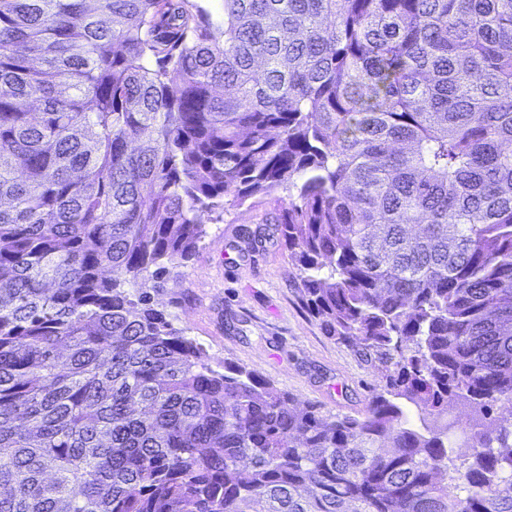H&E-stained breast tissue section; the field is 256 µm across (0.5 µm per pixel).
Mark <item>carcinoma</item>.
<instances>
[{
    "instance_id": "obj_1",
    "label": "carcinoma",
    "mask_w": 512,
    "mask_h": 512,
    "mask_svg": "<svg viewBox=\"0 0 512 512\" xmlns=\"http://www.w3.org/2000/svg\"><path fill=\"white\" fill-rule=\"evenodd\" d=\"M221 2L0 0V512H512V0ZM280 189L360 417L151 303Z\"/></svg>"
}]
</instances>
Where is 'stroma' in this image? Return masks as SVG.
<instances>
[{
  "label": "stroma",
  "mask_w": 512,
  "mask_h": 512,
  "mask_svg": "<svg viewBox=\"0 0 512 512\" xmlns=\"http://www.w3.org/2000/svg\"><path fill=\"white\" fill-rule=\"evenodd\" d=\"M275 208L271 199L225 206L192 259L154 292V304L213 365L244 366L301 403L360 416L380 375L327 336L301 302L288 252L268 222Z\"/></svg>",
  "instance_id": "35a3bbf8"
}]
</instances>
